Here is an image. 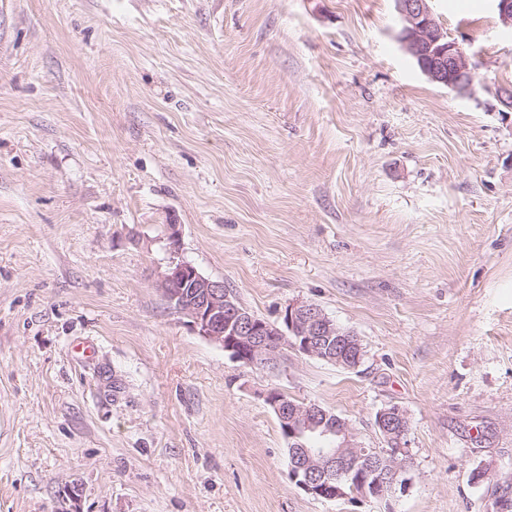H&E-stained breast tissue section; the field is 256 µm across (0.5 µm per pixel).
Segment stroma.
Here are the masks:
<instances>
[{
  "label": "stroma",
  "instance_id": "35a3bbf8",
  "mask_svg": "<svg viewBox=\"0 0 512 512\" xmlns=\"http://www.w3.org/2000/svg\"><path fill=\"white\" fill-rule=\"evenodd\" d=\"M474 95L395 0H0V512H512V32L431 0ZM179 255L249 311L320 307L359 367L246 366L166 299ZM278 390L383 447L405 490L290 480ZM401 19V42L431 81L463 95H471L475 75L470 57L437 22L429 0H395Z\"/></svg>",
  "mask_w": 512,
  "mask_h": 512
}]
</instances>
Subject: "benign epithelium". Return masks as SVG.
<instances>
[{
    "instance_id": "benign-epithelium-1",
    "label": "benign epithelium",
    "mask_w": 512,
    "mask_h": 512,
    "mask_svg": "<svg viewBox=\"0 0 512 512\" xmlns=\"http://www.w3.org/2000/svg\"><path fill=\"white\" fill-rule=\"evenodd\" d=\"M490 2L501 27L512 29V0ZM395 4L402 23L401 42L423 74L460 94H472L475 75L470 57L460 43L448 40L429 0H395ZM168 229L170 258L160 282L165 297L201 336L220 345L233 359L247 363L260 359L267 366L274 365L281 348L276 339L287 338L294 350L344 368L362 362L364 350L358 337L336 325L314 304L288 305L281 314L280 327L241 310L224 282L203 276L178 256L179 225L170 224ZM266 402L289 440L291 482L312 497H347L342 481L348 476L347 459L353 456L372 462L367 449L354 441L348 424L315 404L290 403L276 390L266 395ZM375 424L393 448L387 460L389 476L372 481L374 466H368L357 494L384 500L406 488L407 482L400 481L398 475L404 470L410 423L404 410L391 406L377 414Z\"/></svg>"
}]
</instances>
